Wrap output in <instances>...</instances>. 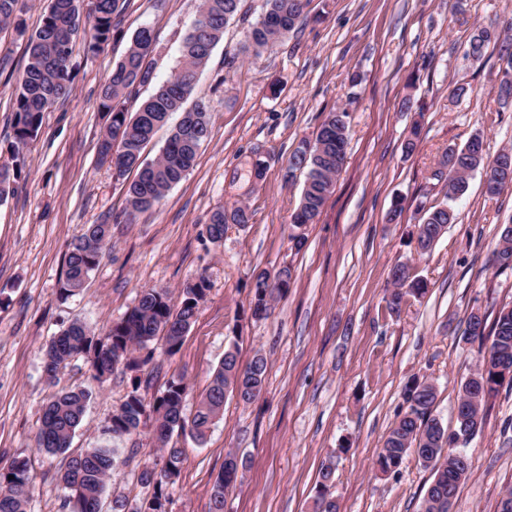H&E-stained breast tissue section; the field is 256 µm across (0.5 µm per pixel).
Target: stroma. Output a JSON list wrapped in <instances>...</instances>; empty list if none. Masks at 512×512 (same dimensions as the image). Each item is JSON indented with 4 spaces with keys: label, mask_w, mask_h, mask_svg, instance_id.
<instances>
[{
    "label": "stroma",
    "mask_w": 512,
    "mask_h": 512,
    "mask_svg": "<svg viewBox=\"0 0 512 512\" xmlns=\"http://www.w3.org/2000/svg\"><path fill=\"white\" fill-rule=\"evenodd\" d=\"M262 0H246L245 15L229 21L195 87L209 101L210 135L195 165L160 205L136 223H116L126 179L98 158L107 118L100 94L134 32L150 26L156 46L151 84L127 100L136 111L155 84L175 71L183 36L198 0H120L119 37L100 52L76 42L75 89L43 118L26 151L27 169L14 196L0 205V468L26 460L32 478L29 512H64L59 457L35 444L45 402L56 391L85 388L90 398L73 451L114 445L132 456L108 482L101 512L114 498L135 505L146 491L138 466L159 457L150 432L112 440L113 413L132 389L131 372L105 383L90 376L85 358L62 369L55 384L43 372V349L63 326L81 320L101 331L122 318L144 288L179 296L197 273L209 283L179 351L152 346L158 365L140 394L153 399L169 380L191 386L194 411L229 344L239 360L268 361L265 388L254 403L224 401V416L204 444L173 434L184 462L171 489V512H209L212 485L228 451L243 457L241 484L229 490L224 512H312L326 461L335 464L330 493L339 512H421L431 468L408 456L398 472L384 474L378 454L407 409L404 387L413 378L436 390L434 416L455 427L461 383L483 362L484 351L464 336L472 311L494 320L512 306V270L491 256L504 224L512 222V189L489 197L481 172L465 193L447 200L434 173L445 150L482 135L487 157L512 148V103L492 84L507 66L490 44L480 59L468 56L477 26L503 29L512 43V0H308L303 20L261 58L243 55ZM236 57L226 67V57ZM25 41L0 33V151L12 140L16 84ZM358 84H351V74ZM471 88L456 99L455 84ZM411 100L413 109L402 107ZM350 111L345 165L317 223L303 229L305 245L291 250L289 224L303 175L286 180L288 159L300 140L314 139L326 114ZM421 133L413 154L404 142ZM262 162L261 177L251 173ZM401 201L399 223L387 221ZM452 203L457 219L426 253L416 250L419 202ZM245 203L248 224L228 225L222 242L207 238L216 209ZM114 222L112 245L83 288L60 299L69 243L84 225ZM408 264L428 282L427 294L408 297L391 313L386 296L391 268ZM289 268L288 292L268 318L251 316V284L260 270ZM484 425L467 447L470 475L451 512H496L512 489V389L483 407Z\"/></svg>",
    "instance_id": "stroma-1"
}]
</instances>
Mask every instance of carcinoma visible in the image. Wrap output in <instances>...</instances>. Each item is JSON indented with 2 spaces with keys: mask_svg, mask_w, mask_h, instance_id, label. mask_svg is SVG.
Wrapping results in <instances>:
<instances>
[{
  "mask_svg": "<svg viewBox=\"0 0 512 512\" xmlns=\"http://www.w3.org/2000/svg\"><path fill=\"white\" fill-rule=\"evenodd\" d=\"M83 2L48 0L40 26L29 32L23 19L25 0H0V32L11 29L26 40V62L16 87L12 141L8 156L0 159L1 204L14 192V185L25 173L24 150L38 138L44 113L74 91L72 55L76 39H83L87 51L96 53L116 30L119 0H91L86 12ZM241 2L243 0H200L198 13L183 38L174 75L157 85L137 111H127L124 98L135 87L152 80L149 56L155 35L151 27H141L132 35L125 54L112 69L100 95V106L108 116V125L98 152L101 157L116 154L119 175L136 172L126 191L122 223L133 224L137 215L158 206L166 192L193 168L199 148L210 135L212 109L203 100L191 104L188 100L198 75L222 40L224 28L241 10ZM305 2L264 0L263 13L252 25L250 45L246 48L251 57H261L295 28L292 17L303 13ZM500 37L501 33L495 29L478 27L470 36L469 51L480 57L488 45L498 42ZM180 110L183 118L158 157L146 161L143 152L155 132L170 113ZM348 118L349 112L345 109L328 113L315 139L301 141L289 158L288 178H293L296 171L305 174L299 206L292 216L288 234L289 242L297 250L305 244V237L297 229L321 214L342 169V165L336 163V156L344 151L349 140ZM448 151L451 156H443L434 176L445 181L450 199L466 190L471 172L485 170L500 161L512 164L511 150H503L492 159L486 157L484 142L479 136L471 138L461 148L454 146ZM249 220L246 207L237 206L229 212L219 208L210 214L205 226L208 237H222L226 225L243 226ZM455 220L453 209L446 204L427 209L422 224L418 225V250L423 253L432 247ZM111 241L112 225L89 224L82 235L70 243L59 288L61 297L72 295L77 283L88 280ZM491 262L500 269H512V232H508L506 226L501 231ZM390 274L395 286L390 304L393 310L405 296H421L428 290L427 281L414 275L405 264L394 265ZM207 291L208 280L203 273L196 275L193 284L182 288L177 302L166 288H143L136 305L104 332L97 334L85 322L76 320L44 348L45 368L51 380L79 356L89 361L92 377L101 383L118 368L134 373L132 391L113 413L109 431L113 438L120 440L150 428L162 454L159 460L141 466L138 481L147 489V495L130 512H166V507L172 503L170 489L179 477L183 463L182 450L169 445L172 434L187 431L196 440L204 441L211 427L223 418L226 395L235 392L240 370L236 343L229 346L224 359L213 370L192 416L188 417L184 412L190 387L182 377L171 380L165 390L149 402L139 394L141 374L153 357L149 346L161 339L167 354L177 353ZM272 299L273 294L267 292L265 282L255 280L253 315L261 318L268 314ZM465 336L480 344L489 341L486 352L492 356L507 354L512 358V306L499 309L490 329L485 318L469 314ZM144 349L147 350L144 356H134V351ZM267 367V358L259 353L247 365L241 395L243 402L251 403L261 396ZM487 384L488 388L476 391L469 389L465 382L461 384L456 404V429L451 433L433 416L434 386L417 380L406 385L407 410L391 428L377 465L383 473L396 472L404 459L414 452L424 466L432 468L433 480L423 499V512H448V499L456 496L458 487L470 473L466 445L483 427L481 407L486 397L497 392L499 387L505 384L512 387V376L506 378L490 370ZM87 400L88 393L83 389H70L54 395L44 407L35 437L36 446L50 455L67 454L74 434L82 425ZM445 446L458 458H449L441 464L439 454ZM237 460V454H227L223 470L212 486L211 512H224L226 491L239 477L234 467ZM118 466L113 448H90L67 454L58 478L68 492L65 505L70 512H100L107 480ZM334 473L330 464L322 468V482L313 512H338L336 501L326 495ZM30 486L31 477L25 461H14L8 468H0V512H28Z\"/></svg>",
  "mask_w": 512,
  "mask_h": 512,
  "instance_id": "obj_1",
  "label": "carcinoma"
}]
</instances>
